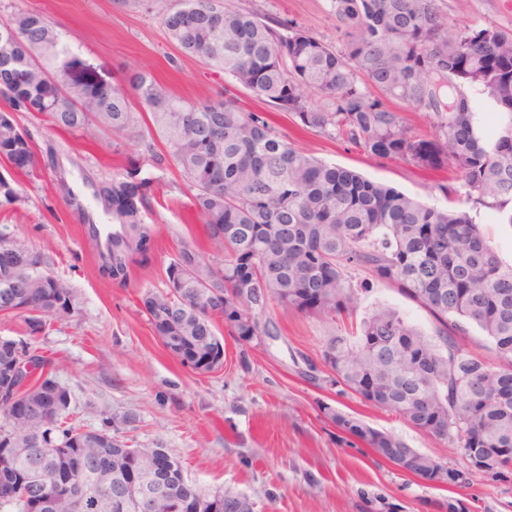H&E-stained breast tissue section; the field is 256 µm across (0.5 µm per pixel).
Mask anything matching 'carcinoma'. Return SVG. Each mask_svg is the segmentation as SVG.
I'll return each mask as SVG.
<instances>
[{"instance_id":"obj_1","label":"carcinoma","mask_w":512,"mask_h":512,"mask_svg":"<svg viewBox=\"0 0 512 512\" xmlns=\"http://www.w3.org/2000/svg\"><path fill=\"white\" fill-rule=\"evenodd\" d=\"M342 47L328 45L292 20L243 11L232 0H177L162 15L170 42L217 68L266 105L295 116L307 130L337 135L378 158L424 171L450 167L460 174L464 205L430 207L381 183L313 156L280 137L268 119L244 112L231 99L185 100L147 71L127 67L106 84L64 50V42L40 11L19 9L0 20V164L34 175L37 146L22 120H37L58 134L78 137L90 126L128 140L142 135L145 119L164 149L145 143L159 169H176L216 254L201 259L184 242L166 267L162 291H146L143 311L166 350L181 359L194 346L198 370L224 361L222 328L250 343L268 335L259 315L274 302L308 314L336 315L357 309L349 272L396 290L435 320L429 335L396 308L377 305L355 336L328 339L321 357L327 383L412 427L458 448L465 467L440 463L448 484L462 486L473 472L512 471V263L485 238L474 214L491 211L512 224V29H458L438 0H329ZM493 107L489 131L478 123L468 92ZM322 99L312 103L310 96ZM399 100L432 119V137L417 134ZM13 175L0 174V203L18 199ZM141 184L112 178L94 186V197L112 206V252L100 270L124 284L134 255L147 249L150 225ZM210 276L212 297L201 300L196 274ZM74 295L41 255L14 241L0 263V313L24 316L29 336L41 335L51 318L69 315ZM477 326L495 360L470 354L453 335ZM18 341L0 338V383L7 382ZM25 402L40 420H19L0 405V479L14 480L0 509L36 512L32 480L49 486L57 473L82 486L99 507L87 512H131L137 491L119 499L116 489L140 455L150 451L175 462L151 477L173 502L192 499L202 512H229L227 500L255 512L242 494H208L185 481L180 459L162 445L131 443L123 427L102 417L87 429L65 406L70 396L44 356L29 358ZM327 417L372 451L395 448L398 466L433 479L429 456L403 440L324 405ZM66 447L42 444L50 430ZM31 442L27 455L11 454L12 438ZM111 474L102 485L96 474Z\"/></svg>"}]
</instances>
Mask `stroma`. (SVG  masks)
I'll use <instances>...</instances> for the list:
<instances>
[{"mask_svg":"<svg viewBox=\"0 0 512 512\" xmlns=\"http://www.w3.org/2000/svg\"><path fill=\"white\" fill-rule=\"evenodd\" d=\"M262 16L293 20L323 42L338 45L329 0H233ZM174 0H0V19L19 9L43 11L58 26L76 57L98 78L116 82L129 64L151 72L188 100L222 95L246 111L262 103L223 72L182 55L165 36L161 15ZM453 26L512 29V0H439ZM288 142L318 159L352 169L431 207L448 202L435 189L437 174L367 155L339 137L303 130L287 112L270 114ZM28 130L38 146L54 143L61 169L19 177L18 202L0 206V225L46 258L69 288L73 312L52 320L32 345L55 363L85 425L102 416L133 413L130 435L142 445L163 444L181 459L189 484L209 492H235L255 512H512V472H476L466 486L442 487L403 472L325 415V407L353 414L404 440L421 453L460 468L449 443L427 436L395 413L337 393L327 384L321 352L336 334L355 332L362 314L384 303L424 332L429 314L397 291L373 282L358 291L355 316L311 315L269 305L261 320L269 333L248 344L224 338V366L201 375L163 347L140 302L146 290L165 287V269L181 243L193 242L204 260L214 246L191 209V192L176 170L148 160L142 141L120 148L108 141L58 135L35 123ZM145 182L152 229L150 248L138 254L131 276L118 284L100 272L101 260L84 224L112 218L94 200L92 185L112 173Z\"/></svg>","mask_w":512,"mask_h":512,"instance_id":"stroma-1","label":"stroma"}]
</instances>
